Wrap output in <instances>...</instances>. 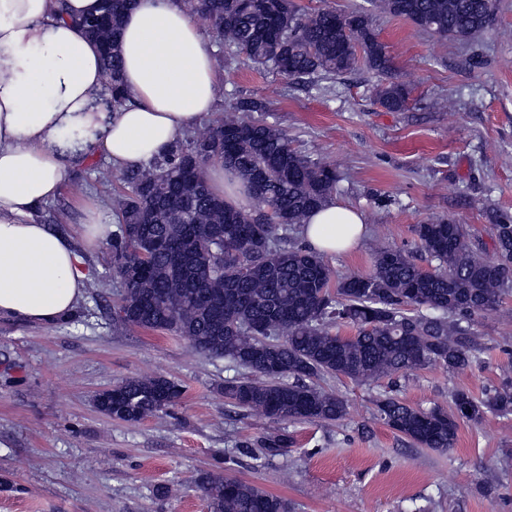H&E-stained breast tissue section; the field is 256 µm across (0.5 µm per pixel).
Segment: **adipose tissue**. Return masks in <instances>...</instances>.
Masks as SVG:
<instances>
[{"mask_svg":"<svg viewBox=\"0 0 512 512\" xmlns=\"http://www.w3.org/2000/svg\"><path fill=\"white\" fill-rule=\"evenodd\" d=\"M99 6L0 0V316L49 326L85 294L72 242L38 216L74 165L99 155L118 169L142 166L215 110L220 73L182 0H137L121 44L127 102L97 111L99 51L73 20ZM365 233L362 214L333 201L302 229L305 246L325 255Z\"/></svg>","mask_w":512,"mask_h":512,"instance_id":"1","label":"adipose tissue"}]
</instances>
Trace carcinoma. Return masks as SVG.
<instances>
[{
	"instance_id": "obj_1",
	"label": "carcinoma",
	"mask_w": 512,
	"mask_h": 512,
	"mask_svg": "<svg viewBox=\"0 0 512 512\" xmlns=\"http://www.w3.org/2000/svg\"><path fill=\"white\" fill-rule=\"evenodd\" d=\"M374 11L407 19L441 39L471 41L494 20L493 0H370ZM211 22L224 45L216 61L231 67L241 57L286 80L316 86L358 65L386 77L376 96L389 112L407 108L411 90L394 77L373 11L319 8L296 0H183ZM135 0H102L100 12L77 25L99 47L112 80V111L122 91L123 18ZM263 99L237 98L212 121L207 139H178L146 165L126 169L113 187V271L122 288L123 323L180 336L198 351L225 358L252 377L224 382L236 406L277 420L332 423L347 412L344 399L314 384L325 375L357 384L396 379L428 364L455 374L483 362L486 346L475 317L502 307L512 295V213L491 217L493 253L473 243L452 217L419 224L417 245L439 267L428 271L397 247L374 251V268L331 287L324 257L305 247H285L280 232L305 223L337 191L336 169L295 150L278 128L241 112H265ZM224 165L248 188L250 203L216 194L208 166ZM157 239L184 246L176 258L152 250ZM354 333L342 336L333 326ZM180 383L166 377L128 379L100 393L99 409L135 424L176 404ZM454 412L413 407L400 398L376 400L384 423L423 448L454 447L458 419L493 412L512 416V371L476 397L466 388L449 393ZM284 454L288 436L260 441ZM197 487L210 512H290L283 497L220 472L205 473Z\"/></svg>"
}]
</instances>
